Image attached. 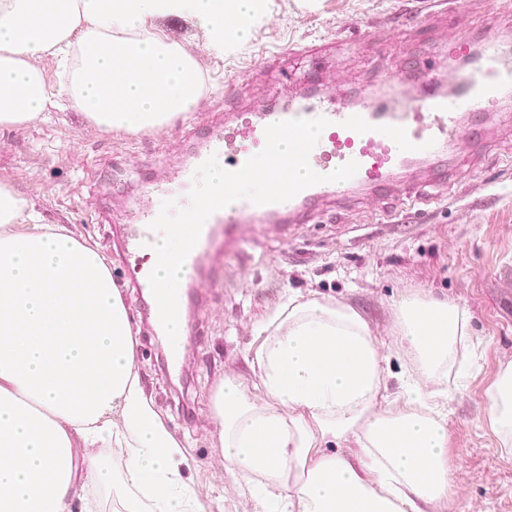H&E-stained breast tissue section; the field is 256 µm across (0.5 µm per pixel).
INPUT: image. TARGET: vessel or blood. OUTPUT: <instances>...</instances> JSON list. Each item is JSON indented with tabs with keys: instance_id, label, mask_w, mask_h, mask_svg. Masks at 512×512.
Listing matches in <instances>:
<instances>
[{
	"instance_id": "vessel-or-blood-1",
	"label": "vessel or blood",
	"mask_w": 512,
	"mask_h": 512,
	"mask_svg": "<svg viewBox=\"0 0 512 512\" xmlns=\"http://www.w3.org/2000/svg\"><path fill=\"white\" fill-rule=\"evenodd\" d=\"M457 50L467 60L468 71L446 78L434 59L412 62L416 89L411 97L396 103L376 99L367 88L351 101L306 92L286 101L275 100L258 112L233 113L230 123L209 129L193 162L175 166L169 179L147 184L149 204L134 214L126 230L123 248L130 282L148 299L151 317L163 324L184 316L185 292L163 287L143 274L142 268L154 258L152 244L159 238L150 230V223L163 201L174 199L186 205L199 165L214 156L225 170H238L264 148L268 125L324 117L329 125L309 155L311 168L327 174L352 160L359 168L348 180L310 186L285 202L256 205L240 200L214 212L186 259V267L193 272L225 228L250 223L294 224L331 197L351 200L361 191L380 195L388 191L399 170L422 161H441L473 143V128L464 118L491 111L500 104L503 93L512 90V61L503 57L491 34L479 49L463 42Z\"/></svg>"
}]
</instances>
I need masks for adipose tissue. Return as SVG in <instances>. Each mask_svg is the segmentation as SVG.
I'll use <instances>...</instances> for the list:
<instances>
[{
	"instance_id": "1",
	"label": "adipose tissue",
	"mask_w": 512,
	"mask_h": 512,
	"mask_svg": "<svg viewBox=\"0 0 512 512\" xmlns=\"http://www.w3.org/2000/svg\"><path fill=\"white\" fill-rule=\"evenodd\" d=\"M262 0H0V126L77 105L98 126L135 133L167 124L201 96L193 58L147 27L190 15L211 46L244 41ZM71 67L57 96L37 59ZM395 335L418 372L448 381L469 331L459 307L424 295L394 304ZM266 402L225 379L213 401L224 459L260 474L266 512H428L448 494V431L411 385L385 408V359L351 307L289 294L259 326ZM133 328L104 256L0 185V435L21 463L0 466V512H74L105 477L102 448L126 451L124 512H203L180 485V443L134 371ZM489 418L512 441V365L489 393ZM356 437L351 461L313 456ZM48 473L40 494L31 478Z\"/></svg>"
}]
</instances>
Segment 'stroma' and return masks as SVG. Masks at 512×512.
Segmentation results:
<instances>
[{"instance_id":"obj_1","label":"stroma","mask_w":512,"mask_h":512,"mask_svg":"<svg viewBox=\"0 0 512 512\" xmlns=\"http://www.w3.org/2000/svg\"><path fill=\"white\" fill-rule=\"evenodd\" d=\"M155 31L193 57L204 91L190 112L168 125L114 133L75 108L35 121L0 126V184L32 201L44 223L65 226L109 261L132 318L134 367L155 411L183 445L180 475L205 512H260L249 479L225 462L211 418L225 378L241 381L252 399L259 389L256 326L285 301L331 298L354 308L388 359L389 399L401 398L414 372L392 336L393 302L422 293L463 310L470 338L448 370L438 397L448 431V495L429 512H512V447L488 416V394L512 363V99L484 119L482 138L439 168L430 201L407 198L425 184L413 168L379 200L327 202L299 224H239L198 272L188 320L190 344L178 372L167 364L153 323L129 284L120 250L145 183L191 159L199 140L230 112L255 111L270 91L296 92L302 77L319 90L349 95L371 86L381 71L407 74V65L433 56L451 68L455 42L480 46L494 32L512 53V0H262L246 41L209 46L192 17L154 20ZM321 45L322 55H304ZM108 481L90 488L93 512H123L114 488L125 466L122 449L105 454Z\"/></svg>"}]
</instances>
